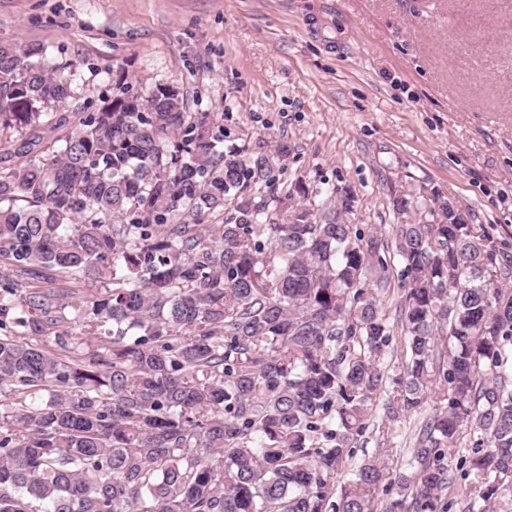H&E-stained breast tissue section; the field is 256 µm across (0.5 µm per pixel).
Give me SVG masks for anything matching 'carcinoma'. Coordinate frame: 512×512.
Returning <instances> with one entry per match:
<instances>
[{
	"mask_svg": "<svg viewBox=\"0 0 512 512\" xmlns=\"http://www.w3.org/2000/svg\"><path fill=\"white\" fill-rule=\"evenodd\" d=\"M79 66L0 42V133L22 136L0 148V256L114 285L0 275V397L16 399L0 512H449L454 467L464 512H512V254L484 225L434 193L424 215L393 199L408 221L392 237L365 232L353 204L315 210L303 182L279 187L288 143L224 152L172 86L138 97L119 78L95 111H59ZM430 398L412 471L351 466L377 411L392 422ZM49 276L55 279L51 287L63 289H77L80 292L94 293L112 289V279H92L87 276L81 278L69 277L68 274H62L55 271L47 272Z\"/></svg>",
	"mask_w": 512,
	"mask_h": 512,
	"instance_id": "carcinoma-1",
	"label": "carcinoma"
}]
</instances>
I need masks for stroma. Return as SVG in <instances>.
<instances>
[{
  "label": "stroma",
  "instance_id": "stroma-1",
  "mask_svg": "<svg viewBox=\"0 0 512 512\" xmlns=\"http://www.w3.org/2000/svg\"><path fill=\"white\" fill-rule=\"evenodd\" d=\"M0 41L82 61L67 111L179 89L245 154L287 142L281 176L390 233L392 200L440 193L512 252V0H0ZM421 413L370 427L355 461H408Z\"/></svg>",
  "mask_w": 512,
  "mask_h": 512
}]
</instances>
